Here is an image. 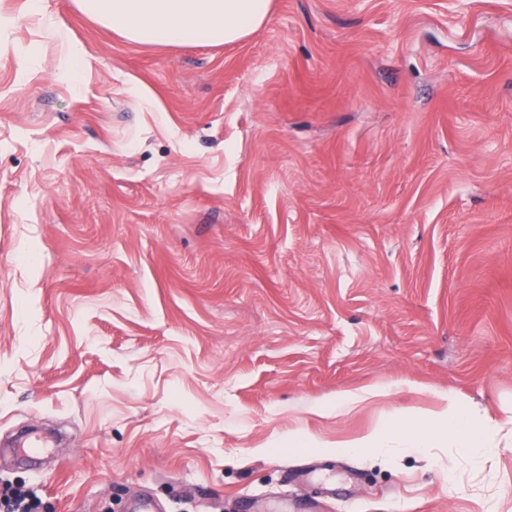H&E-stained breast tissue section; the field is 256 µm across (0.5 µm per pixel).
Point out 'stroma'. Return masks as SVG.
Returning <instances> with one entry per match:
<instances>
[{
    "mask_svg": "<svg viewBox=\"0 0 512 512\" xmlns=\"http://www.w3.org/2000/svg\"><path fill=\"white\" fill-rule=\"evenodd\" d=\"M43 9L0 0V492L242 512L332 457L320 512H512V0H273L222 46ZM448 393L492 455L337 452Z\"/></svg>",
    "mask_w": 512,
    "mask_h": 512,
    "instance_id": "35a3bbf8",
    "label": "stroma"
}]
</instances>
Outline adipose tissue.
<instances>
[{"mask_svg": "<svg viewBox=\"0 0 512 512\" xmlns=\"http://www.w3.org/2000/svg\"><path fill=\"white\" fill-rule=\"evenodd\" d=\"M89 16L134 44H230L242 41L265 22L272 0H78ZM498 426L477 421L457 404L436 418L368 433L358 447L385 454L393 446L409 450L452 442L461 452L486 455L494 449Z\"/></svg>", "mask_w": 512, "mask_h": 512, "instance_id": "1", "label": "adipose tissue"}]
</instances>
